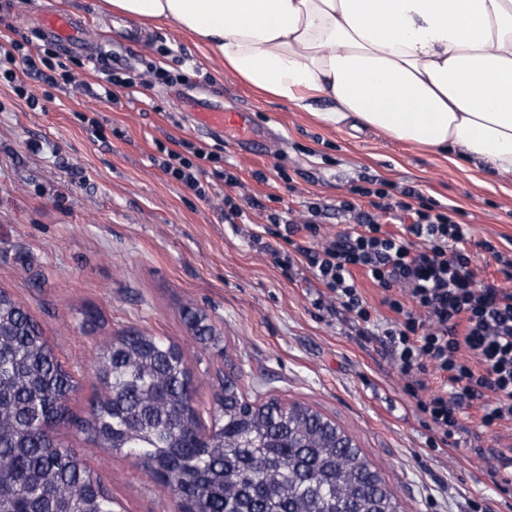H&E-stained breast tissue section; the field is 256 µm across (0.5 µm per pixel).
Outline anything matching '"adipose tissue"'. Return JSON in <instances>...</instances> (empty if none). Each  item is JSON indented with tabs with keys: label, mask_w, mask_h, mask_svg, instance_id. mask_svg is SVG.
Here are the masks:
<instances>
[{
	"label": "adipose tissue",
	"mask_w": 512,
	"mask_h": 512,
	"mask_svg": "<svg viewBox=\"0 0 512 512\" xmlns=\"http://www.w3.org/2000/svg\"><path fill=\"white\" fill-rule=\"evenodd\" d=\"M189 34L258 92L512 172V0H106Z\"/></svg>",
	"instance_id": "1"
}]
</instances>
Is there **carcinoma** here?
I'll return each mask as SVG.
<instances>
[{"label":"carcinoma","mask_w":512,"mask_h":512,"mask_svg":"<svg viewBox=\"0 0 512 512\" xmlns=\"http://www.w3.org/2000/svg\"><path fill=\"white\" fill-rule=\"evenodd\" d=\"M186 318L197 340L214 339L204 316ZM93 373L105 397L81 432L133 458L179 512H402L352 439L304 403L252 401L229 379L201 430L168 338L119 331L98 346ZM77 388L41 324L0 289V512H115L101 477L58 438Z\"/></svg>","instance_id":"cac0c4a2"}]
</instances>
